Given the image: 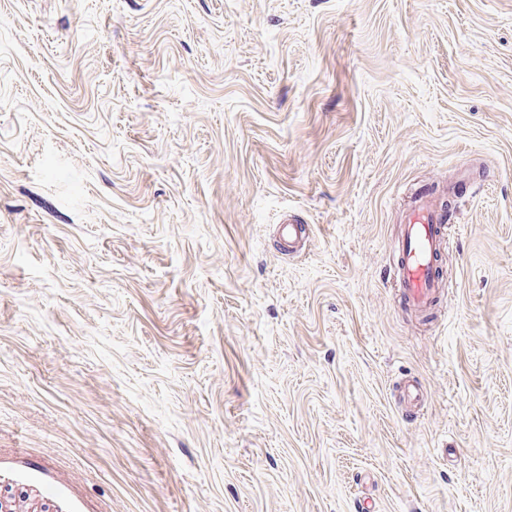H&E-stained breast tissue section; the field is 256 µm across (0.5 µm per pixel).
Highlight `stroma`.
Listing matches in <instances>:
<instances>
[{"label": "stroma", "mask_w": 512, "mask_h": 512, "mask_svg": "<svg viewBox=\"0 0 512 512\" xmlns=\"http://www.w3.org/2000/svg\"><path fill=\"white\" fill-rule=\"evenodd\" d=\"M0 506L512 512V0H0ZM408 211L394 254V282L408 308L425 313L441 293L438 257L445 236L444 215L426 198ZM400 400L404 404L406 412L420 411L425 401L422 386L412 380H406L401 386Z\"/></svg>", "instance_id": "obj_1"}]
</instances>
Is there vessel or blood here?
I'll list each match as a JSON object with an SVG mask.
<instances>
[{
    "label": "vessel or blood",
    "mask_w": 512,
    "mask_h": 512,
    "mask_svg": "<svg viewBox=\"0 0 512 512\" xmlns=\"http://www.w3.org/2000/svg\"><path fill=\"white\" fill-rule=\"evenodd\" d=\"M445 236L444 215L426 197H417L408 211L394 254V282L408 308L427 312L441 292L438 257ZM400 400L406 410H421L425 395L421 385L405 381Z\"/></svg>",
    "instance_id": "vessel-or-blood-1"
}]
</instances>
